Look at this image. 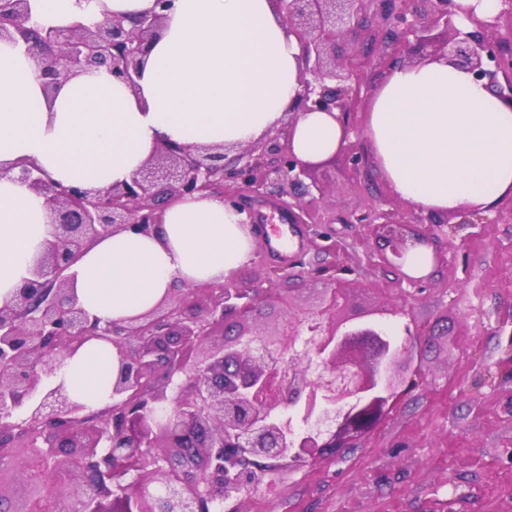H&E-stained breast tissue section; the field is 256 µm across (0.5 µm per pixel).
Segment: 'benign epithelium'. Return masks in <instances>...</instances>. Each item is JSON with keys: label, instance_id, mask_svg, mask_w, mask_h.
<instances>
[{"label": "benign epithelium", "instance_id": "benign-epithelium-1", "mask_svg": "<svg viewBox=\"0 0 512 512\" xmlns=\"http://www.w3.org/2000/svg\"><path fill=\"white\" fill-rule=\"evenodd\" d=\"M174 0L129 22L112 16L93 25L47 26L30 0H0V39H20L34 54L46 90L105 65L137 87L149 43ZM299 48L298 112L337 113L354 133L358 112L378 81L395 68L446 58L494 95L512 101V0L474 17L457 0H283ZM465 14L474 29L459 27ZM131 26H126V23ZM358 175L368 162L352 141L342 147ZM314 165L291 148L290 124L227 157L209 146L158 144L130 181L105 189L63 186L33 163L13 178L44 197L53 239L33 278L0 307V452L19 476L34 457L65 477L59 500L79 512H212L239 503L266 465H312L370 435L390 412L404 379L396 367L405 344L376 312L346 313L348 297L334 275L323 277L315 304L260 321L262 302L294 292L280 269L265 284L212 283L169 296L129 323L90 318L69 287L68 270L96 240L126 229L151 233L164 207L186 195H220L244 224L255 222L241 195L268 198L287 188L324 194ZM290 224H311L306 208L278 200ZM458 227L512 222V208L488 219L474 208L453 212ZM343 224H368L398 260L409 247L432 245L446 223L422 211L355 205ZM109 341L119 354L112 403L85 413L63 387L46 385L86 340ZM138 459L120 488L113 475Z\"/></svg>", "mask_w": 512, "mask_h": 512}]
</instances>
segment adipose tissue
Here are the masks:
<instances>
[{"instance_id":"adipose-tissue-1","label":"adipose tissue","mask_w":512,"mask_h":512,"mask_svg":"<svg viewBox=\"0 0 512 512\" xmlns=\"http://www.w3.org/2000/svg\"><path fill=\"white\" fill-rule=\"evenodd\" d=\"M44 23L92 24L135 17L154 0H31ZM300 53L280 0H174L148 49L137 88L104 67L46 91L24 44L0 41V167L35 162L56 183L104 189L129 181L172 141L244 147L288 119ZM364 135L375 166L401 199L423 212L487 210L512 192V102L446 59L393 70L371 96ZM345 142L323 112L299 113L291 146L316 163ZM53 227L44 198L0 177V306L32 276ZM241 216L220 196L169 202L148 235L119 231L88 247L69 269L90 317L128 321L156 307L173 285L222 283L254 257ZM118 370L111 343L80 346L58 373L72 401L110 403Z\"/></svg>"}]
</instances>
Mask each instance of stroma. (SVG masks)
Masks as SVG:
<instances>
[{
    "instance_id": "35a3bbf8",
    "label": "stroma",
    "mask_w": 512,
    "mask_h": 512,
    "mask_svg": "<svg viewBox=\"0 0 512 512\" xmlns=\"http://www.w3.org/2000/svg\"><path fill=\"white\" fill-rule=\"evenodd\" d=\"M313 175L327 189L318 223L297 225V244L281 256L266 247V225H255V256L233 277L256 284L288 269L306 307L321 269L340 265L349 312L403 304L408 317L388 320L396 339L406 321L424 328L401 359L416 386L367 440L254 487L245 512H512V223L440 235L448 265L415 288L382 264L371 227L330 221L354 204L402 210L405 200L379 177L356 176L341 152ZM319 233L334 252L315 248Z\"/></svg>"
}]
</instances>
